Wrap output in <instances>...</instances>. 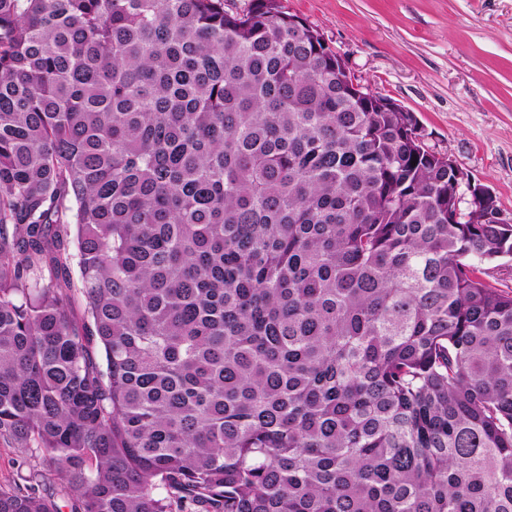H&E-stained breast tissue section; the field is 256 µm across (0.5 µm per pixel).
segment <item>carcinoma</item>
<instances>
[{"label":"carcinoma","instance_id":"1","mask_svg":"<svg viewBox=\"0 0 512 512\" xmlns=\"http://www.w3.org/2000/svg\"><path fill=\"white\" fill-rule=\"evenodd\" d=\"M380 101L281 0H0V442L72 512H512V224ZM488 275L485 277L493 285L505 291H512V257L499 259L484 266ZM39 489L41 494L55 499L61 512H71V502L65 495L62 480L57 473L47 472L44 477L39 478Z\"/></svg>","mask_w":512,"mask_h":512}]
</instances>
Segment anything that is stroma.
<instances>
[{
    "label": "stroma",
    "instance_id": "1",
    "mask_svg": "<svg viewBox=\"0 0 512 512\" xmlns=\"http://www.w3.org/2000/svg\"><path fill=\"white\" fill-rule=\"evenodd\" d=\"M319 31L364 91L413 112L431 149L512 217V0H282ZM0 444V487L39 470Z\"/></svg>",
    "mask_w": 512,
    "mask_h": 512
}]
</instances>
